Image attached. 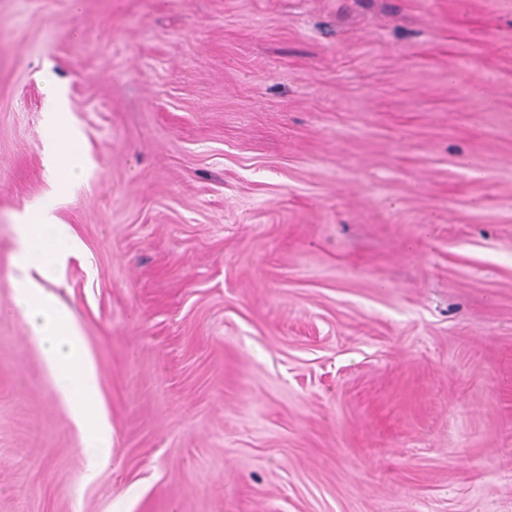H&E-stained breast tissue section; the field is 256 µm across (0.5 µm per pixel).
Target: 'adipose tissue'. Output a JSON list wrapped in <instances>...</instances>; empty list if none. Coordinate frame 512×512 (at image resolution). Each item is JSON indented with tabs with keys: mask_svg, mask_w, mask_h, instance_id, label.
Wrapping results in <instances>:
<instances>
[{
	"mask_svg": "<svg viewBox=\"0 0 512 512\" xmlns=\"http://www.w3.org/2000/svg\"><path fill=\"white\" fill-rule=\"evenodd\" d=\"M47 87L45 165L53 176L63 171L73 174L79 167L76 152H69L65 157L58 152L59 144L75 141L63 120L67 110L64 89L52 80ZM18 231L20 250L14 275L17 299L26 308L29 324L39 339L55 395L63 401L73 422L94 434L95 442L86 451L89 467L94 470L108 462L110 441L91 409L98 389L96 366L84 354L78 328L56 308L41 282L50 272L44 260L45 250L63 252L67 240L45 207L26 216Z\"/></svg>",
	"mask_w": 512,
	"mask_h": 512,
	"instance_id": "ef3b65f1",
	"label": "adipose tissue"
}]
</instances>
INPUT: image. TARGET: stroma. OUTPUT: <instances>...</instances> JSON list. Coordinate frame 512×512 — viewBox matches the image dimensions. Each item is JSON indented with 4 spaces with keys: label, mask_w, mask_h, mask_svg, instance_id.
I'll list each match as a JSON object with an SVG mask.
<instances>
[{
    "label": "stroma",
    "mask_w": 512,
    "mask_h": 512,
    "mask_svg": "<svg viewBox=\"0 0 512 512\" xmlns=\"http://www.w3.org/2000/svg\"><path fill=\"white\" fill-rule=\"evenodd\" d=\"M49 200L93 477L16 304ZM0 512H512V0H0ZM46 84L48 93L45 112H48L46 121L48 138L44 145L45 165L54 179L53 182L59 183L61 180L57 178V175L63 172L64 169L62 168L58 145L60 143L70 144L71 152L68 153L66 171L71 175L76 173L79 167L77 144L73 133L62 118L65 112H68L63 87L52 78H47Z\"/></svg>",
    "instance_id": "stroma-1"
}]
</instances>
